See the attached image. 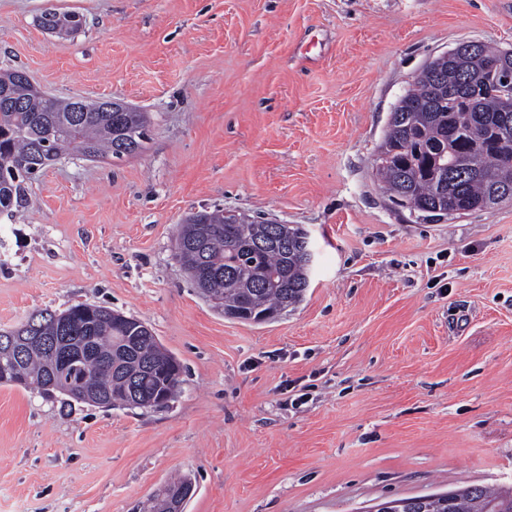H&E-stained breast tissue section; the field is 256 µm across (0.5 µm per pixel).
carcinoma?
I'll return each mask as SVG.
<instances>
[{
    "instance_id": "1",
    "label": "carcinoma",
    "mask_w": 512,
    "mask_h": 512,
    "mask_svg": "<svg viewBox=\"0 0 512 512\" xmlns=\"http://www.w3.org/2000/svg\"><path fill=\"white\" fill-rule=\"evenodd\" d=\"M500 53L487 44L458 61L421 69L390 113L375 154L374 166L384 189L398 206L408 201L426 221L448 217V206L465 202L480 210L499 191H512V126L502 130L504 144L483 148L479 141L488 126L504 117V103L487 81L479 90L481 109L467 111L448 96V80L482 72ZM13 68L0 70L21 107L0 105V214L12 215L29 202L33 181L49 162L65 155L86 159L114 158V147L126 136L144 147L150 121L130 109L115 123L112 112L89 105L87 112L68 111L70 102L48 99L26 81L15 80ZM174 256L193 284L224 308L250 314L279 311L297 304L309 287L300 229L288 224H233L226 211L203 210L189 216L175 238ZM74 335L96 337L98 361L81 369V387L92 395H110L133 407L129 399L173 400L182 370H165L174 357L155 337L134 339L138 320L117 321L112 310L80 303L72 306ZM50 353L27 346L20 357L0 352V370L26 388L40 389L52 368ZM183 476L155 494L151 512H169ZM455 512H512V498L499 490L467 484L458 489Z\"/></svg>"
}]
</instances>
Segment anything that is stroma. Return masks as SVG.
<instances>
[{"label": "stroma", "mask_w": 512, "mask_h": 512, "mask_svg": "<svg viewBox=\"0 0 512 512\" xmlns=\"http://www.w3.org/2000/svg\"><path fill=\"white\" fill-rule=\"evenodd\" d=\"M0 0V67L44 94L150 117L123 160L66 157L0 215V330L83 302L148 324L183 367L164 408L0 384V512H364L465 482L512 487V202L437 222L373 159L422 67L512 50V0ZM235 209L307 231L315 268L277 320L226 318L173 238ZM187 477H179L175 480H172L165 484L159 491L155 494L153 498V502L151 505L152 512H170L169 508L171 507L173 501L176 498L177 493L180 489L189 481Z\"/></svg>", "instance_id": "35a3bbf8"}]
</instances>
